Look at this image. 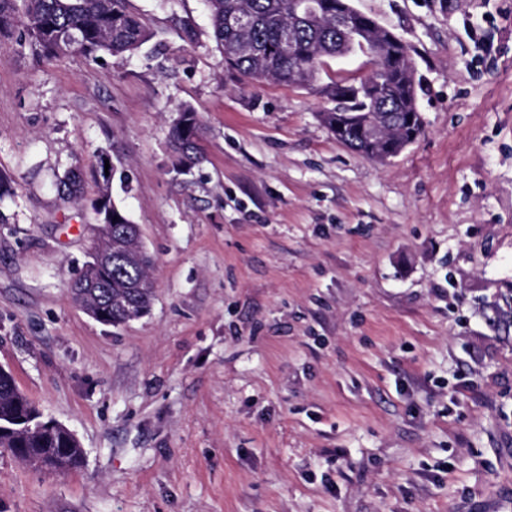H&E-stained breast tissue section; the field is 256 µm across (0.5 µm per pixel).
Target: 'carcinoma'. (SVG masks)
<instances>
[{
    "mask_svg": "<svg viewBox=\"0 0 512 512\" xmlns=\"http://www.w3.org/2000/svg\"><path fill=\"white\" fill-rule=\"evenodd\" d=\"M204 0L212 25L216 48L228 68L249 82H275L311 86L330 58H344L357 51L371 49L368 35L374 33L384 42L381 53L372 56L374 74L384 91L371 98L355 91L349 98L336 101L335 109L323 113L328 127L336 123V112H349L361 121L370 117L386 121L398 132L421 133L417 119L416 84L408 77L410 58L404 42L392 31L382 30L364 18L355 17L354 27L339 31L333 17L338 11H354L351 0ZM247 17L239 28L233 18ZM10 38L20 49L30 48L39 58L54 61L72 54L98 62L106 55L134 54L154 37L139 17L127 6V0H0V36ZM349 147L369 158H377L359 137L356 124L346 126ZM202 125L197 112L184 106L168 131V146L182 172L203 159L200 149ZM112 160L106 152L98 155L94 167L98 195L92 202L96 237L112 238V266H100L91 272L90 288L73 283L72 298L87 300L118 326L145 315L151 307L154 286L146 283L149 270L131 256L134 229L131 221L112 197V178H103L101 164ZM492 324L512 328V295L505 306L490 317ZM32 411L8 372L0 373V425L10 431L0 434V449L24 448L31 456L54 458L53 468L66 471L79 468L83 448L69 447L58 433L25 429L19 420Z\"/></svg>",
    "mask_w": 512,
    "mask_h": 512,
    "instance_id": "1",
    "label": "carcinoma"
}]
</instances>
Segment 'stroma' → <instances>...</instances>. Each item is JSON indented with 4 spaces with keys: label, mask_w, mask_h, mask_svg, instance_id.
<instances>
[{
    "label": "stroma",
    "mask_w": 512,
    "mask_h": 512,
    "mask_svg": "<svg viewBox=\"0 0 512 512\" xmlns=\"http://www.w3.org/2000/svg\"><path fill=\"white\" fill-rule=\"evenodd\" d=\"M408 46L422 135L390 164L319 88L245 84L202 0H128L156 37L89 63L0 40V367L78 437L0 451V512H512V0H352ZM198 113L205 160L174 170ZM153 260L148 315L70 298L91 168ZM81 178L78 197L56 184ZM178 117L168 131V146L181 172L189 171L203 159L200 149L202 125L197 112L190 106L178 110Z\"/></svg>",
    "instance_id": "stroma-1"
}]
</instances>
